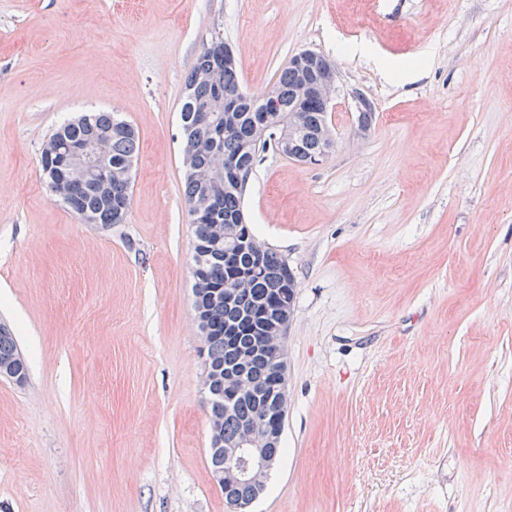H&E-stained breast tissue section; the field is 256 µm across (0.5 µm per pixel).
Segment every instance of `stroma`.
I'll return each instance as SVG.
<instances>
[{"mask_svg":"<svg viewBox=\"0 0 512 512\" xmlns=\"http://www.w3.org/2000/svg\"><path fill=\"white\" fill-rule=\"evenodd\" d=\"M215 32L250 96L304 50L337 73L328 160L267 152L242 199L296 280L253 512H512V0H0V321L28 364L0 377V512H231L179 112ZM101 110L140 137L109 228L40 177Z\"/></svg>","mask_w":512,"mask_h":512,"instance_id":"35a3bbf8","label":"stroma"}]
</instances>
